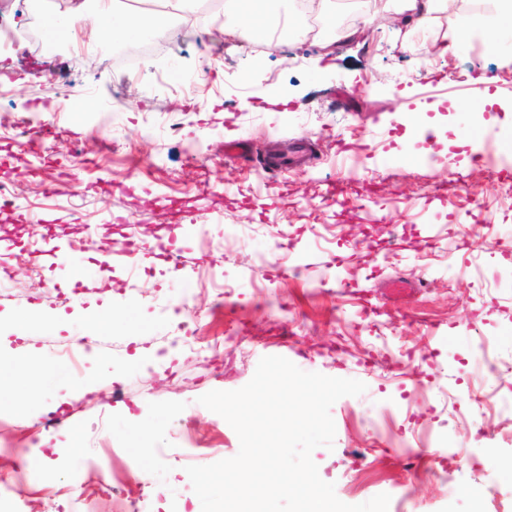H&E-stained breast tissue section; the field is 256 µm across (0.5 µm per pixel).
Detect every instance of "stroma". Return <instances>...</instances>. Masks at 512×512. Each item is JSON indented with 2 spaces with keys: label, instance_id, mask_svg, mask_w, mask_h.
<instances>
[{
  "label": "stroma",
  "instance_id": "35a3bbf8",
  "mask_svg": "<svg viewBox=\"0 0 512 512\" xmlns=\"http://www.w3.org/2000/svg\"><path fill=\"white\" fill-rule=\"evenodd\" d=\"M0 21L16 30L0 50V184L55 215L69 256L46 266L41 230L0 215V352L42 379L0 412V484L23 478L13 512L52 500L57 512H124L139 489L150 512H202L186 466L240 443L198 399L242 388L266 356L365 384L333 404V448L312 453L342 502L385 493L388 512H512L501 473L512 413L500 408L512 399V199L484 158L512 132L501 37L472 24L469 43L440 58L386 23L331 47L306 36L261 47L234 22L181 19L134 77L104 49L42 51L46 22L20 0H0ZM172 68L201 75L197 92L154 88V71ZM472 86L495 104L467 98ZM70 89L97 111H61ZM301 138V163L262 171L266 149L289 155ZM174 224L179 268L126 254L144 226L159 239ZM73 261L93 265L75 297L55 288ZM396 277L413 291L392 296ZM186 293L199 314L192 353L175 321ZM105 307L111 329L66 368L61 351L95 335ZM75 378L95 392L59 404ZM486 426L495 444L478 437ZM77 430L84 447L67 452Z\"/></svg>",
  "mask_w": 512,
  "mask_h": 512
}]
</instances>
